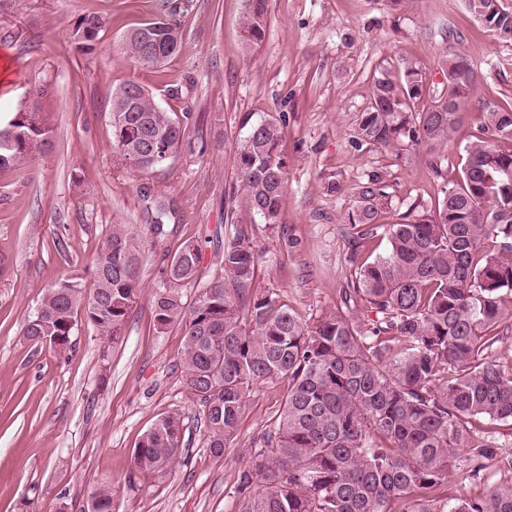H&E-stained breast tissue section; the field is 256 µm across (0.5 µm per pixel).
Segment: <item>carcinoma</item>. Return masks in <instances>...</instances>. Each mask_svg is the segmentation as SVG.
I'll list each match as a JSON object with an SVG mask.
<instances>
[{
    "mask_svg": "<svg viewBox=\"0 0 512 512\" xmlns=\"http://www.w3.org/2000/svg\"><path fill=\"white\" fill-rule=\"evenodd\" d=\"M241 22L245 45L265 34L266 0H245ZM465 8L499 39L512 41V10L502 0H465ZM181 6L153 22L150 38L159 55L144 58L139 40L123 35L118 51L149 66L166 62L181 43ZM87 39L75 42L82 28ZM105 21L85 15L70 42L81 54L97 50ZM448 93L419 110L426 94L421 70L404 60L398 77L375 83L358 120V140L403 156L425 146L448 149L478 83L475 65L460 54L442 61ZM125 82L112 91V147L142 169L160 166L142 150L150 133L161 137L166 158L185 142L192 114L156 108L143 98L127 109ZM481 135L465 148L461 177L443 190L434 210L411 220L375 223L374 190L348 221L364 237L384 229L387 252L356 266L342 305L311 330L288 306L254 288L256 254L241 228L224 246L221 273L199 280L202 248L183 243L159 271L154 320L160 330L184 327L179 365L184 383L199 396L207 447L219 454L237 432L252 387L287 384L273 430L252 450V470L241 477L237 512H512V484L491 485L478 498L437 491L453 479L464 485L489 461L512 472V453L481 437L473 422H512V370L493 354L501 342L504 297L512 295V102L480 103ZM13 146L0 148V169L28 164L52 140L53 129L37 112L14 113ZM235 153L239 200L266 224L280 223L287 188L288 154L277 118L251 121ZM143 242L116 225L93 263L92 284L70 274L56 280L26 321L23 334L36 343L63 337L71 349L78 322L118 341L140 296ZM198 287L192 304L182 288ZM365 301L378 315L364 324L353 307ZM400 344L391 361L374 363L381 351ZM183 418L172 411L146 431L134 449L142 470L163 471L180 453ZM93 508L112 512V483L90 495Z\"/></svg>",
    "mask_w": 512,
    "mask_h": 512,
    "instance_id": "cac0c4a2",
    "label": "carcinoma"
}]
</instances>
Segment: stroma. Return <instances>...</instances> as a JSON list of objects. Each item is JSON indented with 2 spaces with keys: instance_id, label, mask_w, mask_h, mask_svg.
<instances>
[{
  "instance_id": "35a3bbf8",
  "label": "stroma",
  "mask_w": 512,
  "mask_h": 512,
  "mask_svg": "<svg viewBox=\"0 0 512 512\" xmlns=\"http://www.w3.org/2000/svg\"><path fill=\"white\" fill-rule=\"evenodd\" d=\"M167 2L0 0V120L24 107L54 130L25 167L0 169V512H79L103 481L114 489L113 512H237L250 452L272 429L286 387L254 385L234 439L221 453L208 448L203 406L180 374L183 329L154 324L162 262L199 240L209 280L242 224L257 291L315 327L351 287L354 261L387 251L384 235L359 239L348 222L363 187L377 194L381 224L434 209L483 122L471 105L434 164L421 148L398 159L356 147L375 82L412 59L429 106L446 88L440 60L458 53L478 68L479 100L512 102V43L471 18L464 0H266L265 37L251 49L241 36L244 0H177V53L159 67L127 61L117 40L163 16ZM87 14L102 17L106 32L82 55L69 35ZM127 81L167 111L193 115L186 148L164 166L141 170L112 148L110 95ZM38 86L45 96L33 95ZM246 116L283 120L288 186L275 225L231 198ZM116 224L143 241L141 293L121 339L84 322L64 354L26 339L45 289L72 273L91 278ZM174 410L184 418L178 460L162 472L136 468L141 436Z\"/></svg>"
}]
</instances>
